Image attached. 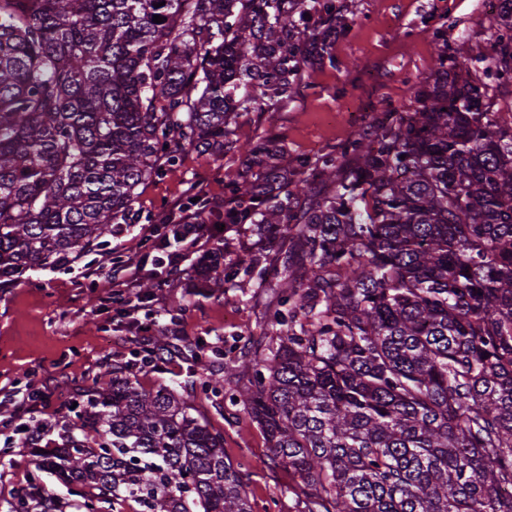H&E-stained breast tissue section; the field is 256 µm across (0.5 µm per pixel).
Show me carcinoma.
<instances>
[{"mask_svg": "<svg viewBox=\"0 0 512 512\" xmlns=\"http://www.w3.org/2000/svg\"><path fill=\"white\" fill-rule=\"evenodd\" d=\"M165 5H160V2ZM485 50L434 33V79L372 137L282 167L241 114L334 63L352 0H0V289L104 250L138 188L189 149L253 158L226 224L288 239L265 348L141 385L92 380L79 422L31 448L78 512H253L197 391L242 407L299 512H512V0ZM166 18L153 22V16Z\"/></svg>", "mask_w": 512, "mask_h": 512, "instance_id": "cac0c4a2", "label": "carcinoma"}]
</instances>
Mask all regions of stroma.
<instances>
[{
    "mask_svg": "<svg viewBox=\"0 0 512 512\" xmlns=\"http://www.w3.org/2000/svg\"><path fill=\"white\" fill-rule=\"evenodd\" d=\"M489 0H355L353 23L333 41L334 64L310 61L303 69L304 89L295 99L266 104L243 114L242 131L253 139L274 138L283 151L278 162L293 165L297 156L313 157L339 150L355 132L373 133L384 112L409 105L415 85L433 72L434 28L443 25L449 46L464 42L482 50L496 24ZM252 162L237 150L217 157L189 150L139 189L135 218L114 238L104 254L83 257L68 270L37 269L25 282L0 290V512H14L31 482L50 479L22 447L12 428L2 427L13 402L43 385L74 398L57 421L79 420L87 395L74 381L107 377L113 364L133 361L143 386L171 382L184 364L180 358L148 361L136 338L140 326L154 332L176 329L177 345L202 343L205 354L225 358L263 349L271 304L254 279L240 275L223 294L201 293L202 281L191 265L222 244L249 250L268 270L279 267L287 244L273 233L226 224L223 210L209 201L232 206V181L250 177ZM197 197L206 223L198 247L186 250L183 271L150 294L132 290L113 295L112 266L152 252L142 230L160 226L175 199ZM195 406L224 434V454L248 475L253 512H297L286 469L268 464V443L256 423L225 397L198 394ZM51 484V483H50Z\"/></svg>",
    "mask_w": 512,
    "mask_h": 512,
    "instance_id": "obj_1",
    "label": "stroma"
}]
</instances>
